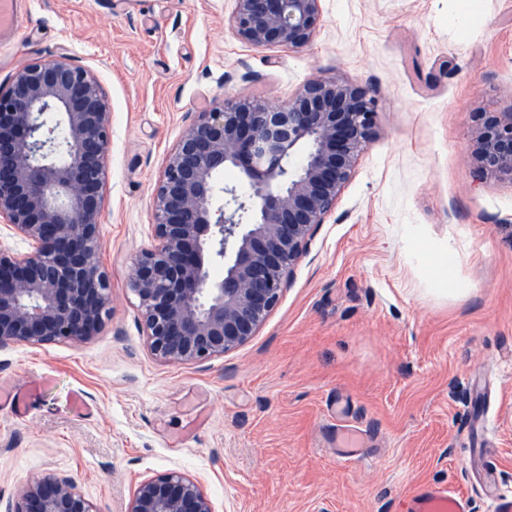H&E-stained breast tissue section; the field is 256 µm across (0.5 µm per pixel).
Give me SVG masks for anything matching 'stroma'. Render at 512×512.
<instances>
[{
    "mask_svg": "<svg viewBox=\"0 0 512 512\" xmlns=\"http://www.w3.org/2000/svg\"><path fill=\"white\" fill-rule=\"evenodd\" d=\"M301 49L232 32L234 0H18L0 84L64 53L99 77L112 138L99 260L102 331L0 351V512L33 475L66 473L100 512L181 472L215 512H409L425 486L488 512L473 449L512 489V182L478 179L474 115L512 107V0H322ZM362 86L376 134L256 336L202 363L150 351L128 285L152 241L164 159L214 98L284 104L308 81ZM447 256L459 292L443 288ZM368 428L338 457L332 414Z\"/></svg>",
    "mask_w": 512,
    "mask_h": 512,
    "instance_id": "35a3bbf8",
    "label": "stroma"
}]
</instances>
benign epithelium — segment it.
I'll return each instance as SVG.
<instances>
[{
    "label": "benign epithelium",
    "mask_w": 512,
    "mask_h": 512,
    "mask_svg": "<svg viewBox=\"0 0 512 512\" xmlns=\"http://www.w3.org/2000/svg\"><path fill=\"white\" fill-rule=\"evenodd\" d=\"M321 20V0H235L231 23L251 46L301 48ZM111 119L97 77L66 54L33 58L0 84V224L30 244L25 254L0 246V350L83 342L110 314L98 254ZM378 119L364 88L333 79L282 105L216 99L197 113L166 158L153 243L129 275L155 356L201 363L256 335ZM471 158L479 175L512 180V107L476 116ZM228 167L249 192L225 187L216 208ZM6 512L100 510L73 476L55 473L28 480ZM128 512L214 510L196 479L169 472L142 481Z\"/></svg>",
    "instance_id": "1"
}]
</instances>
